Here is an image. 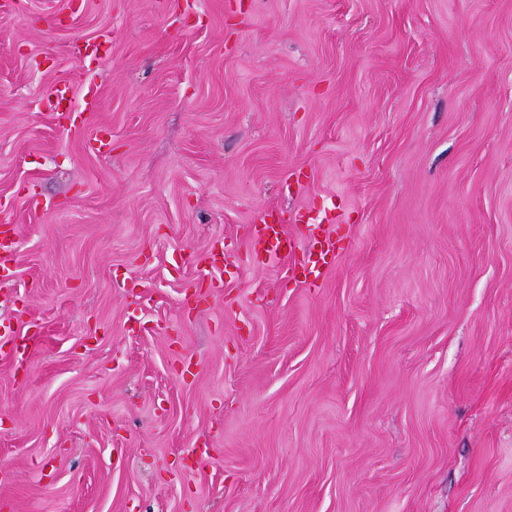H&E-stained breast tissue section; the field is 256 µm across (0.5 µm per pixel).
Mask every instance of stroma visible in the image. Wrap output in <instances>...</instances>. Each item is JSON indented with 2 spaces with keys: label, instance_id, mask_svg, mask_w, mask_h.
I'll return each instance as SVG.
<instances>
[{
  "label": "stroma",
  "instance_id": "obj_1",
  "mask_svg": "<svg viewBox=\"0 0 512 512\" xmlns=\"http://www.w3.org/2000/svg\"><path fill=\"white\" fill-rule=\"evenodd\" d=\"M68 2L0 9L1 512H512V0ZM268 218H271L269 221ZM256 224L252 226V244L256 248L260 246L269 255L288 260L286 267L288 273L295 270L292 259L297 250H301L305 259V266H308L309 274L319 278L322 271L336 257L332 243L326 235L322 224L313 225L308 246H304L293 235L285 230L282 223L286 221L279 217L276 221L272 214H260L256 218ZM277 223V224H276ZM279 223V224H278ZM320 245V251H315L316 245ZM330 255V256H329Z\"/></svg>",
  "mask_w": 512,
  "mask_h": 512
}]
</instances>
